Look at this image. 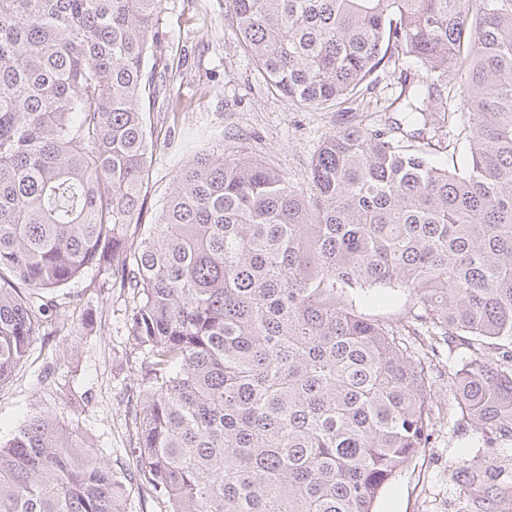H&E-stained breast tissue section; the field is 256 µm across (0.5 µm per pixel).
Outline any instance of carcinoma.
I'll return each mask as SVG.
<instances>
[{
  "label": "carcinoma",
  "instance_id": "1",
  "mask_svg": "<svg viewBox=\"0 0 512 512\" xmlns=\"http://www.w3.org/2000/svg\"><path fill=\"white\" fill-rule=\"evenodd\" d=\"M165 0H0V387L57 291L93 268L140 296L139 472L169 512H373L430 439L426 369L353 306L418 297L415 320L473 354L462 416L512 440V0H224L269 89L353 112L382 69L418 131L468 119L461 165L351 125L301 181L196 153L139 244ZM446 85L450 101L431 105ZM120 476L35 412L0 440V512H123Z\"/></svg>",
  "mask_w": 512,
  "mask_h": 512
}]
</instances>
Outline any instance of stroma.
<instances>
[{"label":"stroma","instance_id":"1","mask_svg":"<svg viewBox=\"0 0 512 512\" xmlns=\"http://www.w3.org/2000/svg\"><path fill=\"white\" fill-rule=\"evenodd\" d=\"M162 30L169 54L157 69L160 95L155 121L160 130L152 158L147 210L127 238L140 241L157 208L172 192L179 160L198 150L253 156L297 180L322 141L349 122L327 108L292 105L271 92L244 52L237 29L224 17V0H165ZM398 74L379 73L365 94L357 119L371 128L400 120L391 101ZM137 297L132 289L101 285L94 269L64 288L56 321L67 329L41 335L27 361L0 388V438L9 439L34 411H45L77 427L97 454L126 478L125 512H167L165 499L145 490L133 453L136 417L142 409V356L129 334ZM369 317L403 326L420 308L403 289H367L355 297ZM424 361L432 394L428 448L382 491L375 512H512V442L485 444L462 420L451 375L471 354L466 339L445 345L432 336L407 339ZM82 398L71 408L70 398ZM468 460L481 474L468 484L457 465Z\"/></svg>","mask_w":512,"mask_h":512}]
</instances>
